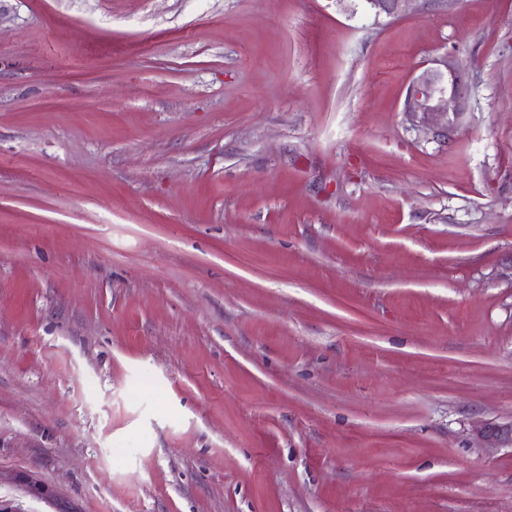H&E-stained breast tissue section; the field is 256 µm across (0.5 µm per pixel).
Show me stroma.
<instances>
[{
	"mask_svg": "<svg viewBox=\"0 0 512 512\" xmlns=\"http://www.w3.org/2000/svg\"><path fill=\"white\" fill-rule=\"evenodd\" d=\"M510 421L512 0H0V512H512ZM375 17H400L408 10L412 0H363ZM467 111L461 79L448 57L423 66L412 77L403 112L419 129L433 123L435 129L454 126ZM441 120H446L441 124ZM476 435L483 441L497 446V448L512 447V421L508 426L480 427L476 429Z\"/></svg>",
	"mask_w": 512,
	"mask_h": 512,
	"instance_id": "obj_1",
	"label": "stroma"
}]
</instances>
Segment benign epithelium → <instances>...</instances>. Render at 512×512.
Masks as SVG:
<instances>
[{"label": "benign epithelium", "mask_w": 512, "mask_h": 512, "mask_svg": "<svg viewBox=\"0 0 512 512\" xmlns=\"http://www.w3.org/2000/svg\"><path fill=\"white\" fill-rule=\"evenodd\" d=\"M375 17H400L412 0H363ZM467 111V100L461 79L448 58L434 60L419 69L412 77L404 102L403 112L416 128L428 124L440 129L459 122ZM478 438L499 448L512 447V424L476 429Z\"/></svg>", "instance_id": "obj_1"}]
</instances>
